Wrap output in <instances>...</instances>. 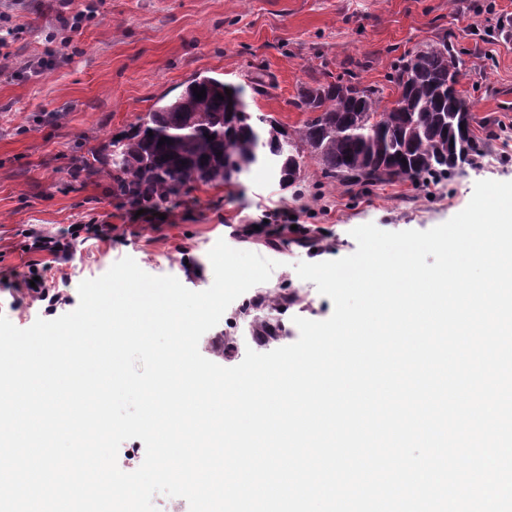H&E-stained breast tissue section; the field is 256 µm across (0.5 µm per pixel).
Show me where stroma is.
<instances>
[{"instance_id": "obj_1", "label": "stroma", "mask_w": 512, "mask_h": 512, "mask_svg": "<svg viewBox=\"0 0 512 512\" xmlns=\"http://www.w3.org/2000/svg\"><path fill=\"white\" fill-rule=\"evenodd\" d=\"M90 16L72 36V55L39 73L57 28V0H25L12 7L19 34L0 70V314L25 329L45 317L36 301L18 307L13 288L29 268L46 269L63 302L57 315L79 304L78 286L123 257L146 273L176 277L193 291L214 279L208 253L217 240L277 261L267 282L237 298L199 341L200 353L224 367L246 350L266 353L296 342L295 318H329L332 301L298 277L300 262L353 254V228L374 223L384 231H425L469 203L480 180L512 181V0H79ZM448 37L464 48L460 88L473 103V131L486 155L438 184L405 179L349 188L324 179L305 158L299 186L286 188L267 166L231 185L195 184L180 196L139 213L112 191L102 146L125 134L162 98L179 95L196 75L239 86L252 115L287 130L307 118L296 101L303 85L354 77L397 98L388 76L397 58ZM297 232H290V224ZM82 225L78 240L70 229ZM233 224L261 232L231 237ZM314 241L293 244V235ZM68 240L67 259L31 250L35 237ZM294 293L284 309L252 308V297ZM281 322L277 342L257 338L258 323ZM235 344L232 355L219 347Z\"/></svg>"}]
</instances>
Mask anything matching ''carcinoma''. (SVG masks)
Here are the masks:
<instances>
[{
  "instance_id": "carcinoma-1",
  "label": "carcinoma",
  "mask_w": 512,
  "mask_h": 512,
  "mask_svg": "<svg viewBox=\"0 0 512 512\" xmlns=\"http://www.w3.org/2000/svg\"><path fill=\"white\" fill-rule=\"evenodd\" d=\"M463 55L445 37L402 56L389 75L399 93L391 106L350 79L316 80L300 90L296 106L311 116L292 133L253 117L240 88L198 76L105 147L112 190L133 203H161L191 184L230 185L260 165L290 187L307 155L322 177L349 187L444 177L480 153L470 101L458 90ZM202 88L199 100L194 90Z\"/></svg>"
}]
</instances>
